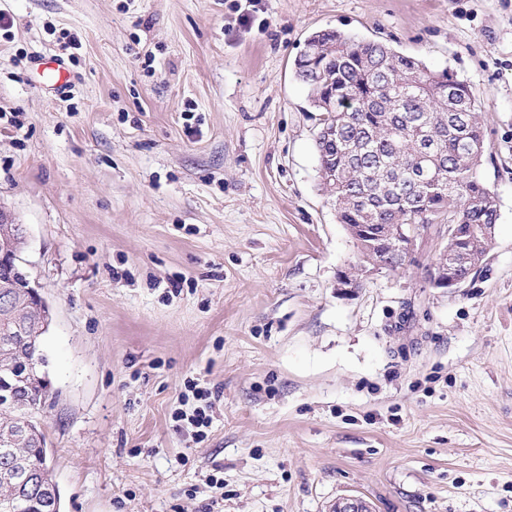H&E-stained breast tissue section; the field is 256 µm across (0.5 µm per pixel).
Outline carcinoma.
<instances>
[{
    "instance_id": "cac0c4a2",
    "label": "carcinoma",
    "mask_w": 512,
    "mask_h": 512,
    "mask_svg": "<svg viewBox=\"0 0 512 512\" xmlns=\"http://www.w3.org/2000/svg\"><path fill=\"white\" fill-rule=\"evenodd\" d=\"M320 112L316 149L323 188L340 223L444 225L448 285L477 272L493 245L495 193L479 178L485 135L469 84L379 41L335 29L312 33L294 61ZM0 379L25 385V407L0 404V430L21 436L14 470L35 472L48 456L33 412L48 396L45 311L28 302L26 280L0 268ZM11 512H60L56 484L19 490L0 480Z\"/></svg>"
}]
</instances>
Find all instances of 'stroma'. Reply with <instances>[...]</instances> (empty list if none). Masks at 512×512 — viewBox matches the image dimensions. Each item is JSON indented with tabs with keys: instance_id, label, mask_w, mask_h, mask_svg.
<instances>
[{
	"instance_id": "stroma-1",
	"label": "stroma",
	"mask_w": 512,
	"mask_h": 512,
	"mask_svg": "<svg viewBox=\"0 0 512 512\" xmlns=\"http://www.w3.org/2000/svg\"><path fill=\"white\" fill-rule=\"evenodd\" d=\"M322 29L467 80L499 217L462 287L428 283L432 228L337 288L359 253L294 70ZM0 210L51 312L62 512H512V0H0ZM39 67L45 82L54 89H64L70 81V73L67 66L64 61L58 57L51 58L46 62L42 59L39 62Z\"/></svg>"
}]
</instances>
